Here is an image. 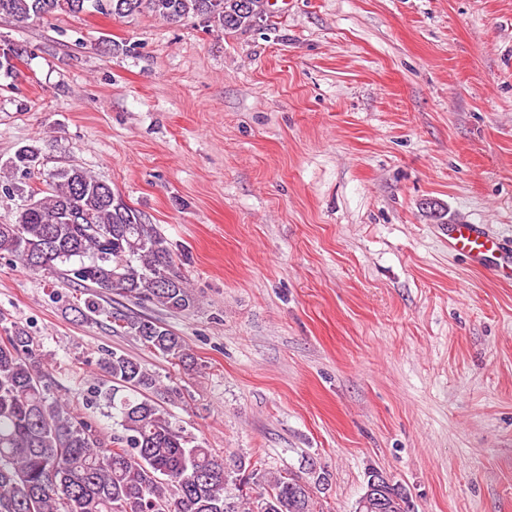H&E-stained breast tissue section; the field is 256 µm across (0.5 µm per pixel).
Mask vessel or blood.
Here are the masks:
<instances>
[{
  "label": "vessel or blood",
  "instance_id": "b4317fda",
  "mask_svg": "<svg viewBox=\"0 0 512 512\" xmlns=\"http://www.w3.org/2000/svg\"><path fill=\"white\" fill-rule=\"evenodd\" d=\"M448 247L497 279L512 277V241L489 232L487 225L448 224Z\"/></svg>",
  "mask_w": 512,
  "mask_h": 512
}]
</instances>
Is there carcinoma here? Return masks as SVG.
<instances>
[{"mask_svg": "<svg viewBox=\"0 0 512 512\" xmlns=\"http://www.w3.org/2000/svg\"><path fill=\"white\" fill-rule=\"evenodd\" d=\"M170 24L188 19L216 24L226 34L267 20L265 0H0V17L20 25L59 14L94 13L114 19L142 12ZM26 50L0 52V74L16 73ZM41 149L24 145L5 164L6 196L24 195L10 224H0V256L33 271L66 267L69 284L87 297L76 312L85 320L111 319L112 333L130 336L155 355L184 363L181 336L142 315L99 302L110 293L172 312L195 305L177 257L156 226L107 182L78 166L58 168L45 188L20 182L41 173ZM0 313V512H323L314 485L277 475L262 459L232 466L185 433L153 394L155 375L119 351L99 360L102 377L78 398L52 391V373L35 338ZM112 418L105 439L95 420L99 406ZM255 486V494L243 492Z\"/></svg>", "mask_w": 512, "mask_h": 512, "instance_id": "carcinoma-1", "label": "carcinoma"}]
</instances>
